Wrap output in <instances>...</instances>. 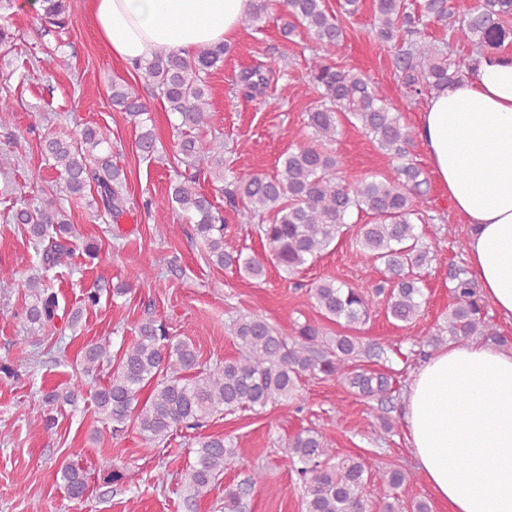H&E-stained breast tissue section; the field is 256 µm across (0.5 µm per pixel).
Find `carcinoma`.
<instances>
[{
    "label": "carcinoma",
    "instance_id": "cac0c4a2",
    "mask_svg": "<svg viewBox=\"0 0 512 512\" xmlns=\"http://www.w3.org/2000/svg\"><path fill=\"white\" fill-rule=\"evenodd\" d=\"M45 31H63L69 15L63 0H44ZM284 11L282 35L305 32L316 44L339 50L345 38L342 18L359 13L362 0H253L242 20L245 29L257 26L272 8ZM378 41L392 48L391 65L402 94L421 99L463 76L465 70L452 58L457 34L471 44L470 60L485 53L505 52L512 33L500 19L512 15V0H477L459 13L448 0H422L418 8L407 0H374ZM435 23L444 31L441 44L428 40L425 28ZM225 44L200 50L193 56L170 52L136 65L141 77L169 112L187 128L176 145L174 160L194 172H176L170 184L171 206L185 214L196 238L207 249L211 264L232 268L247 278L265 275L269 262L293 276L344 234L353 210L369 221L358 225L356 243L363 255L383 265L375 283L344 287L321 280L309 289L308 298L320 316L340 327L332 335L323 327L305 322L290 335L258 315H244L230 323V334L239 346L234 358L201 364L199 353L186 337L172 336L166 323L149 317L140 322L132 342L112 359L110 340L87 344L81 356V374L94 377L100 366H113L109 379L94 392V403L112 437L133 430L150 454L178 429L198 430L210 419L239 409L264 408L294 397L304 376L335 377L355 395L384 405L391 400V375L363 367L366 359L386 354L380 343H365L356 335L370 318L373 303L386 298L387 318L405 326L420 315L422 296L418 271L428 263L429 248L415 232L425 223L429 185L423 169L410 158L414 132L392 111L384 88L359 73L345 69L332 57L314 55L308 65V89L314 100L305 107L304 143L284 152L275 174H250L234 181L226 191L229 204L238 209L267 246L265 259L243 251H224V216L198 187L197 176L209 173L224 182V154L203 146L190 130L207 124L210 101L207 79L224 63ZM240 82L249 96L263 93L268 78L259 68L244 72ZM112 107L138 119L135 147L146 159L158 152L156 136L141 116L147 105L127 84L110 86ZM355 122L378 148L397 162L391 178L359 180L347 176L341 161L328 149L343 122ZM109 142L96 127H84L79 142L58 136L43 140V153L64 173V191L80 196L93 188L91 205L116 222L126 213L124 169L112 164V155L94 151ZM10 221L29 226L36 244L48 241L42 264L48 271L72 256L80 235L63 218L53 202L23 206ZM454 299L438 333L425 336L422 346L436 348L448 340L481 339L506 345L487 317L485 304L463 263L450 272ZM31 301L26 304L28 323L45 328L59 317L57 294L38 278L28 281ZM84 383L65 391H51L45 403L54 408L75 405ZM195 459L180 472L181 483L193 500L207 496L224 472L239 461L241 450L224 436L212 434L195 440ZM281 459L303 485L305 512H366L364 490L369 471L357 457H339L316 430L304 429L288 438ZM387 486L396 490L410 481L404 471L383 466ZM57 474L73 500L88 490L87 474L73 463H62Z\"/></svg>",
    "mask_w": 512,
    "mask_h": 512
}]
</instances>
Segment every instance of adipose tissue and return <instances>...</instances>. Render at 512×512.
I'll return each mask as SVG.
<instances>
[{
    "label": "adipose tissue",
    "mask_w": 512,
    "mask_h": 512,
    "mask_svg": "<svg viewBox=\"0 0 512 512\" xmlns=\"http://www.w3.org/2000/svg\"><path fill=\"white\" fill-rule=\"evenodd\" d=\"M251 4L93 0L92 13L113 56L132 64L233 41ZM418 132L465 226L481 297L511 321L512 56H483L473 75L434 92ZM404 422L414 462L448 512H512V349L473 340L434 352L410 378Z\"/></svg>",
    "instance_id": "1"
}]
</instances>
